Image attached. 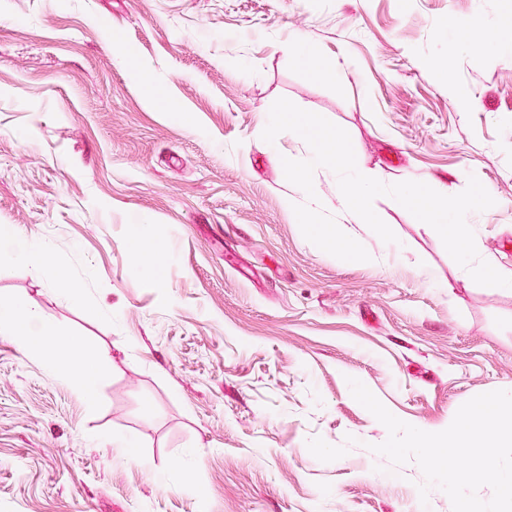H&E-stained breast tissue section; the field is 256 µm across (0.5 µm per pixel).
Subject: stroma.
<instances>
[{"label":"stroma","mask_w":512,"mask_h":512,"mask_svg":"<svg viewBox=\"0 0 512 512\" xmlns=\"http://www.w3.org/2000/svg\"><path fill=\"white\" fill-rule=\"evenodd\" d=\"M473 20L489 49L464 43ZM297 32L344 72L313 75ZM281 97L383 183L476 176L495 197L466 217L478 253L512 270V0H0V229L49 254L1 252L0 298L105 356L89 402L0 335V512H452L372 452L388 432L347 380L446 429L512 391V290L380 196L387 249L321 171L322 209L371 259L311 247L282 165L304 144L261 138ZM12 257L21 264L38 267L47 262L45 247L36 241H26L11 250Z\"/></svg>","instance_id":"obj_1"}]
</instances>
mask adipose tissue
<instances>
[{"label":"adipose tissue","mask_w":512,"mask_h":512,"mask_svg":"<svg viewBox=\"0 0 512 512\" xmlns=\"http://www.w3.org/2000/svg\"><path fill=\"white\" fill-rule=\"evenodd\" d=\"M0 334L20 338L40 354L49 373L66 378L86 398H94L103 377L101 354L73 338L53 334L27 299L12 298L0 311Z\"/></svg>","instance_id":"ef3b65f1"}]
</instances>
